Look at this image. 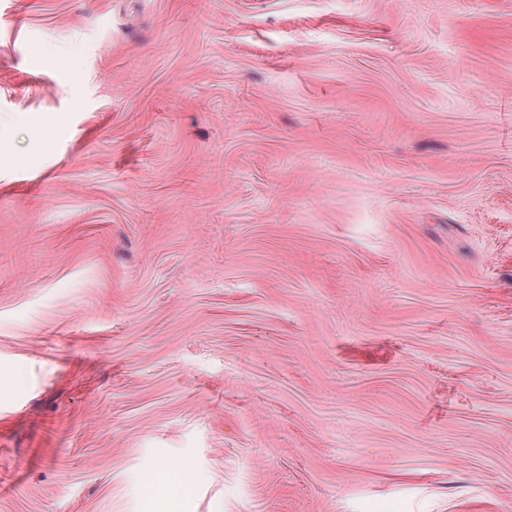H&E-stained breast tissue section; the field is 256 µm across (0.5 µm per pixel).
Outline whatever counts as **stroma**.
<instances>
[{"label": "stroma", "instance_id": "35a3bbf8", "mask_svg": "<svg viewBox=\"0 0 512 512\" xmlns=\"http://www.w3.org/2000/svg\"><path fill=\"white\" fill-rule=\"evenodd\" d=\"M1 150L0 512H512V0H0ZM148 481V492L143 494V499L147 503L156 501L161 495L175 502L193 487V476L187 468L173 471L164 462L156 465Z\"/></svg>", "mask_w": 512, "mask_h": 512}]
</instances>
